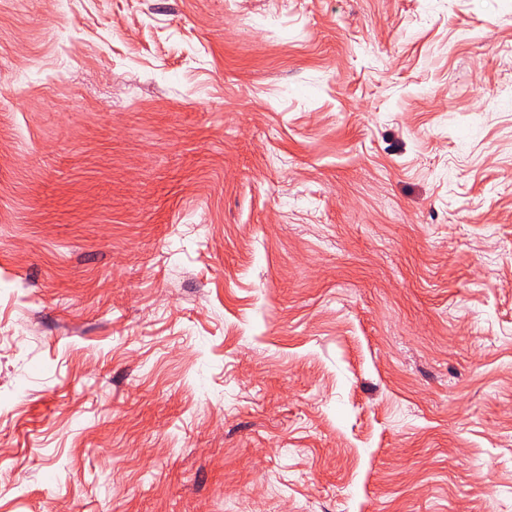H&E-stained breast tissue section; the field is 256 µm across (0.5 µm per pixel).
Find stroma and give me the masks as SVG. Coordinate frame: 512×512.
<instances>
[{
  "label": "stroma",
  "instance_id": "35a3bbf8",
  "mask_svg": "<svg viewBox=\"0 0 512 512\" xmlns=\"http://www.w3.org/2000/svg\"><path fill=\"white\" fill-rule=\"evenodd\" d=\"M0 512H512V0H0Z\"/></svg>",
  "mask_w": 512,
  "mask_h": 512
}]
</instances>
